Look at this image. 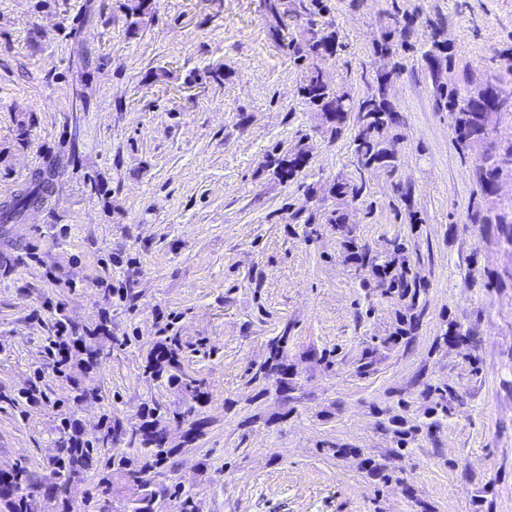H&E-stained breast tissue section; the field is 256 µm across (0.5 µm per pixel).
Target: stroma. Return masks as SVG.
<instances>
[{
  "mask_svg": "<svg viewBox=\"0 0 512 512\" xmlns=\"http://www.w3.org/2000/svg\"><path fill=\"white\" fill-rule=\"evenodd\" d=\"M121 2L0 0V202L52 176L14 244L0 241V393L38 377L60 390L45 350L59 305L112 332L85 376L97 399L64 411L81 434L135 425L156 402L207 419L193 441L171 428L172 468L157 478L191 493L195 512H512V247L473 221L479 153L457 146L425 59L447 43L442 80L467 95L512 64V0H323L342 45L327 81L361 98L395 71L396 169L374 171L358 201L332 191L354 174L356 120L338 137L317 131L307 66L285 46L298 29L271 39L260 0H151L134 26ZM396 12L411 19L404 49L378 55ZM300 141L309 155L293 178L266 168ZM336 209L370 250L405 244L423 288L413 337L392 339L404 304L347 260ZM286 325L288 394L255 376ZM452 325L469 345L444 342ZM166 329L208 399L143 376ZM324 349L333 368L313 357ZM367 349L376 365L362 375ZM429 383L460 399L427 431ZM64 412L0 406V470L22 462L42 478ZM394 416L419 428L402 447Z\"/></svg>",
  "mask_w": 512,
  "mask_h": 512,
  "instance_id": "35a3bbf8",
  "label": "stroma"
}]
</instances>
